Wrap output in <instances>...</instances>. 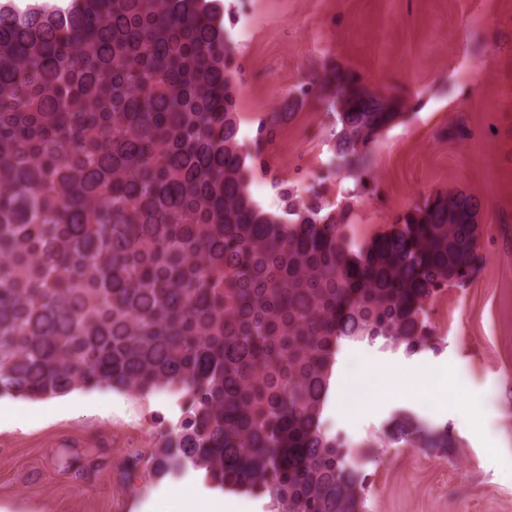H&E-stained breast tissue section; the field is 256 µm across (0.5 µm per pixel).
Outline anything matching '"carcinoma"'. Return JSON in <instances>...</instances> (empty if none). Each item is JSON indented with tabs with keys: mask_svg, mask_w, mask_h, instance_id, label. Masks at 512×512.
Listing matches in <instances>:
<instances>
[{
	"mask_svg": "<svg viewBox=\"0 0 512 512\" xmlns=\"http://www.w3.org/2000/svg\"><path fill=\"white\" fill-rule=\"evenodd\" d=\"M218 0H0V396L107 388L180 401L149 458L273 512H362L369 474L324 425L345 343L439 350L428 302L474 275L475 199H426L366 244L312 190L251 192ZM324 76L337 169L367 167L390 97ZM403 422L373 436L412 447ZM448 448V427L426 436Z\"/></svg>",
	"mask_w": 512,
	"mask_h": 512,
	"instance_id": "obj_1",
	"label": "carcinoma"
}]
</instances>
